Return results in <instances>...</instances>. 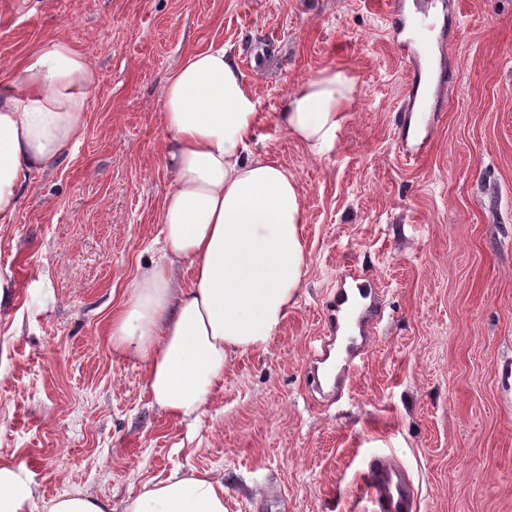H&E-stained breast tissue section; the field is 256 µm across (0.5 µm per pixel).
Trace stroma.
Here are the masks:
<instances>
[{
    "instance_id": "obj_1",
    "label": "stroma",
    "mask_w": 512,
    "mask_h": 512,
    "mask_svg": "<svg viewBox=\"0 0 512 512\" xmlns=\"http://www.w3.org/2000/svg\"><path fill=\"white\" fill-rule=\"evenodd\" d=\"M435 69L423 161L399 151L415 48L389 0H0V81L67 38L100 82L87 132L31 174L0 226V453L39 495L84 490L123 512L176 470L222 475L229 512H373L367 457L410 472L416 512H512V0H425ZM234 50L257 101V152L304 209L297 305L266 351L231 357L186 424L160 414L110 320L157 255L173 175L159 112L188 53ZM325 69L356 80L334 151L279 124ZM383 300L349 390L314 392L310 341L343 263Z\"/></svg>"
}]
</instances>
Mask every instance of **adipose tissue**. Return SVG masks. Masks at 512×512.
I'll list each match as a JSON object with an SVG mask.
<instances>
[{
	"label": "adipose tissue",
	"mask_w": 512,
	"mask_h": 512,
	"mask_svg": "<svg viewBox=\"0 0 512 512\" xmlns=\"http://www.w3.org/2000/svg\"><path fill=\"white\" fill-rule=\"evenodd\" d=\"M99 75L66 38L44 40L0 85V225L22 179L54 168L83 139ZM355 79L324 70L296 85L283 128L316 156L331 151ZM257 101L233 51L190 53L166 80L160 122L174 180L161 210L160 256L111 321L112 348L139 361L163 415L195 422L234 355L265 350L301 294L304 211L287 168L254 150ZM191 277L181 283L182 263ZM222 476L176 471L123 512H228ZM0 512H112L87 491L42 499L21 467L0 460Z\"/></svg>",
	"instance_id": "adipose-tissue-1"
}]
</instances>
